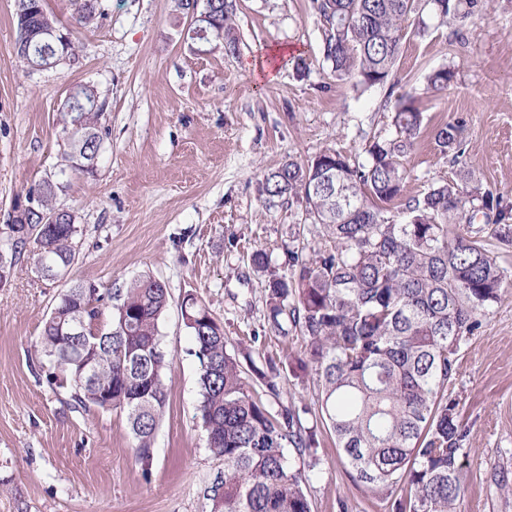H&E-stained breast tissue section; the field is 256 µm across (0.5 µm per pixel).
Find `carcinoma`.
I'll return each instance as SVG.
<instances>
[{
    "label": "carcinoma",
    "instance_id": "carcinoma-1",
    "mask_svg": "<svg viewBox=\"0 0 512 512\" xmlns=\"http://www.w3.org/2000/svg\"><path fill=\"white\" fill-rule=\"evenodd\" d=\"M211 36L236 50L237 0H206ZM493 0H432L439 24L452 35L460 18L485 14ZM326 22L323 57L338 81L363 91L387 82L397 63L406 23L416 0H313ZM45 0H16L14 53L27 67L49 68L57 56L76 60L69 34L41 32ZM102 14L99 0H84L80 22ZM454 70L437 68L426 76L434 91L453 82ZM97 94L83 86L60 112L67 136L68 167L94 173L103 138ZM395 135L366 147L367 161H350L327 148L312 160H288L259 184L265 199L298 201L322 245L306 253L287 251L290 274L269 269L263 250L250 256L268 271L267 329L288 347L289 328L307 342L321 386L322 422L334 434L349 476L385 503L387 512H460L467 478L460 461L467 429L458 401L448 394L461 346L481 326L504 291L507 276L480 236L457 227L476 211H496L495 236L512 243V206L483 188L465 160L458 127L434 128L435 146L452 157L459 182L435 183L405 203L407 219L397 224L388 206L400 197L410 171L404 160L423 128L422 112L411 96L394 106ZM62 184L46 178L29 190L34 208L20 205L14 225L19 235L0 236V285L24 255L40 277L66 276L77 256L80 226L73 211L56 206ZM58 214L54 224L43 216ZM109 319L92 284L75 282L56 298L36 351L49 363L50 385L70 393L77 412L123 413L134 440V459L149 478L156 432L167 402L170 367L160 334L169 303L165 282L140 275L115 289ZM181 316L200 365L199 419L211 455L224 474L206 492L211 512H312L303 484L306 458L316 453V431L303 424L295 406L281 401V374L274 359L243 375L224 326L194 295L181 302ZM99 337L72 335L76 318ZM277 402L272 408L269 399ZM294 455H289V451Z\"/></svg>",
    "mask_w": 512,
    "mask_h": 512
}]
</instances>
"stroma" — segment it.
Listing matches in <instances>:
<instances>
[{
  "label": "stroma",
  "mask_w": 512,
  "mask_h": 512,
  "mask_svg": "<svg viewBox=\"0 0 512 512\" xmlns=\"http://www.w3.org/2000/svg\"><path fill=\"white\" fill-rule=\"evenodd\" d=\"M91 26L77 22L75 0H46L60 30L71 33L79 61L33 70L12 53L15 0H0V225L14 203L57 172L67 150L58 110L73 89L94 86L107 107L96 172H68L58 207L73 210L81 229L69 277L44 280L21 259L0 285V512H210L206 490L224 465L207 449L196 417L199 362L179 303L192 293L223 323L230 349L260 356H305L301 336L288 347L267 330L265 272L249 256L262 249L279 273L286 252L321 239L305 226L300 204L268 202L264 174L288 159L308 161L332 147L365 161L366 144L390 135L389 114L412 95L425 115L400 199L441 179H454L432 136L458 125L466 156L494 195L512 203V0L462 20L466 42L449 36L429 5L407 25L401 56L384 85L357 92L336 83L323 57L325 23L312 0H239L236 52L187 34L176 0H101ZM285 49L274 78L259 64ZM454 69L448 90L426 87L440 67ZM476 228L505 269L501 301L463 345L451 392L467 429V492L462 512H512V245ZM149 274L171 295L161 321L172 358L167 404L150 479L134 461L125 418L116 411L76 412L69 392L38 368L33 343L58 294L71 281L109 294ZM283 401L316 425L315 370L281 375ZM319 446L306 470L312 512H386L352 481L333 434L316 426Z\"/></svg>",
  "instance_id": "obj_1"
}]
</instances>
